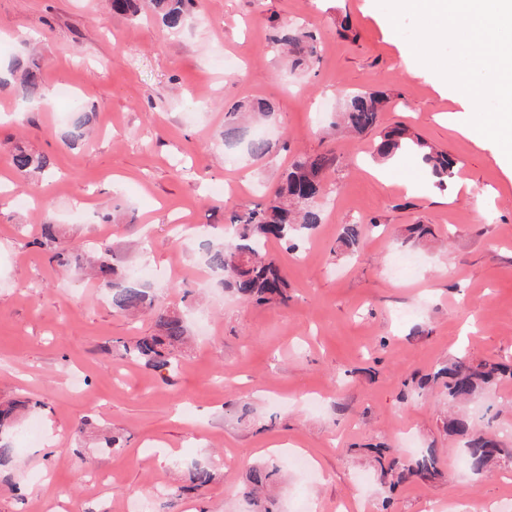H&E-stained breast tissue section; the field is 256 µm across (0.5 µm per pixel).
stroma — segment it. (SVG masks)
Masks as SVG:
<instances>
[{"instance_id":"obj_1","label":"stroma","mask_w":512,"mask_h":512,"mask_svg":"<svg viewBox=\"0 0 512 512\" xmlns=\"http://www.w3.org/2000/svg\"><path fill=\"white\" fill-rule=\"evenodd\" d=\"M299 22L318 58L291 70L270 47L274 27ZM36 54L49 103L27 108L0 87V143L51 156L56 173L25 205L21 177L0 150V400L41 401L34 439L19 438L0 482V512H130L183 484L185 463L218 453L224 477L185 495L180 512H512V462L473 482L458 463L449 415L491 408L512 448V381L470 403L443 380L413 383L464 353L512 361V176L490 144L462 135L469 102L451 100L377 0H198L170 33L130 22L105 0H0V69ZM69 86L73 102L55 98ZM381 90L382 126L402 123L460 162L447 189L419 157L373 156V139L335 132L346 93ZM270 102L262 124L277 149L259 162L224 149V114ZM91 135L67 145L75 109ZM332 151L322 222L297 252L267 249L284 269L288 306L238 300L208 267L205 241L224 239L226 210L261 202L297 154ZM111 222H104V213ZM73 243L98 242L119 270L147 266L170 305L196 302L193 343L175 372L113 350L151 330L113 312L106 289L63 271L39 224ZM366 224L356 252L338 253L342 224ZM437 239L407 241V225ZM419 265L395 273L404 256ZM91 421L82 438L73 431ZM119 435L113 451L97 436ZM437 449L435 468L407 460ZM302 456L308 470L292 459ZM279 468L259 501L235 495L252 467Z\"/></svg>"}]
</instances>
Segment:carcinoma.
<instances>
[{"label": "carcinoma", "mask_w": 512, "mask_h": 512, "mask_svg": "<svg viewBox=\"0 0 512 512\" xmlns=\"http://www.w3.org/2000/svg\"><path fill=\"white\" fill-rule=\"evenodd\" d=\"M112 12L135 20L143 13L155 14L164 28L179 31L184 25L193 0H110ZM275 48L296 49L291 65L295 69L309 68L317 56L316 36L309 30L297 26H285L281 33L273 36ZM13 82L19 85L22 100L37 104L44 97L41 67L33 57H15L9 64ZM390 96L376 90H362L345 97L341 120L344 128L360 136L368 132L378 134L376 155L381 159L399 153L417 154L427 169L435 187L444 189L455 175L453 157L438 150L414 133L404 124L380 127V114ZM272 114V107L264 101H252L245 111L236 108L224 116V147L240 150L255 161L264 159L272 144L261 137L248 135L246 117L265 119ZM14 170L27 179L34 174L49 175L51 160L35 154L20 144L11 148ZM336 165L335 155L325 153L296 156L281 175L275 191L264 202L231 211L226 227L229 238L223 244L206 249V261L210 268L224 273V287L239 298L257 305L288 306V278L276 258L265 251V243L271 239L279 241L288 251L299 249L308 233L322 222L317 201L325 189V175ZM365 227L351 222L342 225L337 243L346 251L359 246ZM42 242L52 246L50 260L57 266L69 270L82 269L80 258H71L65 233L58 224L47 222L40 225ZM98 251L94 243L86 245V262L101 285L109 291L112 310L134 316L147 313L154 322V329L128 340H116L118 349L125 357L148 368H179L180 357L188 343L190 331L184 313L173 310L159 302L149 288L131 280L118 268L92 258ZM448 378L446 388L452 401L466 402L479 390L512 379V367L499 362L486 361L473 364L464 353L459 354L448 365L434 374V378ZM31 408V400L15 399L0 402V466L12 463L15 453L14 440L17 430ZM448 435L466 438L463 448L468 469L475 480L485 476L487 466L495 456L512 459V448L502 445L497 435L490 431H478L471 416L457 414L446 421ZM276 467L253 470L250 485L242 494L254 498L275 474ZM218 478L213 459L206 457L193 461L187 467V480L196 489L204 488Z\"/></svg>", "instance_id": "cac0c4a2"}]
</instances>
